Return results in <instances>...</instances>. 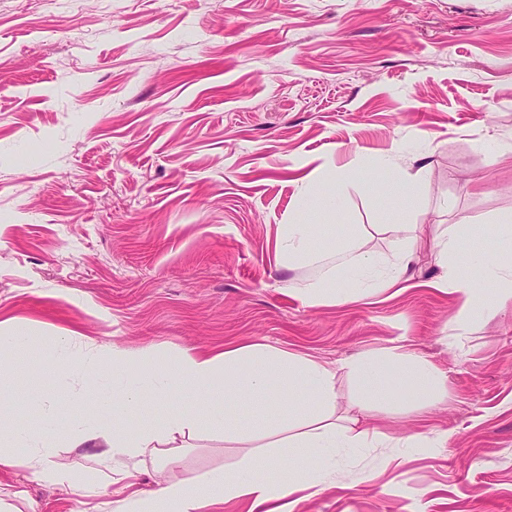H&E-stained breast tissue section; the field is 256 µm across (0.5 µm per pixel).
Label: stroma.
Here are the masks:
<instances>
[{"instance_id": "1", "label": "stroma", "mask_w": 512, "mask_h": 512, "mask_svg": "<svg viewBox=\"0 0 512 512\" xmlns=\"http://www.w3.org/2000/svg\"><path fill=\"white\" fill-rule=\"evenodd\" d=\"M0 79V322L32 350L0 372V429L55 442L84 486L0 465V512H114L126 483L193 482L245 454L203 408L170 461L97 479L105 441L75 446L43 422L77 391L43 360L69 334L102 356L70 431L108 426L116 348L169 362L262 341L333 366L404 337L447 375V399L370 407L363 424L389 446L337 449L295 512H512V309L461 329L457 295L426 285L448 227L512 212V0H0ZM336 169L313 247L354 225L386 258L388 225H423L415 286L316 307L293 296L323 268L279 267L277 228ZM406 171L401 218L384 189Z\"/></svg>"}]
</instances>
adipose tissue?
Instances as JSON below:
<instances>
[{
    "instance_id": "ef3b65f1",
    "label": "adipose tissue",
    "mask_w": 512,
    "mask_h": 512,
    "mask_svg": "<svg viewBox=\"0 0 512 512\" xmlns=\"http://www.w3.org/2000/svg\"><path fill=\"white\" fill-rule=\"evenodd\" d=\"M398 244L391 259H383L362 249L356 237L340 240L319 251L310 245L311 226L305 220L281 225L276 242L280 265L295 267L303 263H322L325 274L302 288L297 295L305 304L319 306L349 302L367 295H396L414 260L422 233L418 224L395 227ZM483 236L500 245L495 261L484 268V277L500 282L498 309L512 308V213L492 225L483 226ZM461 241L456 227H449L436 245L435 259L441 273L433 285L441 291L461 294L458 325L472 317L475 285L471 275L453 261ZM357 283L348 291L347 283ZM152 349L131 355L116 349L112 367L124 387L122 402L112 406V425L103 439L113 457L129 460L156 455L160 445L175 435L190 432L197 425L196 407L215 403L213 425L223 428L224 437L245 448L242 463L229 471L211 473L189 483L164 478L155 493L127 497L121 512H224L227 504L244 501L248 512H293L292 494L300 488L320 489L325 473L314 462L325 448H381L388 435L376 428H360L367 406L350 398L345 416H337V383L343 378L358 380L366 393L397 399V383H405L418 400L444 399L448 380L430 361L409 352L402 339L390 340L373 353L346 360L331 368L317 359L263 343H231L212 354L195 349L181 350L175 373L187 382L191 400L168 413L149 428L131 429L130 408L141 403L145 392L164 399L171 382L169 373L150 372L143 365L155 358ZM249 395L255 407L250 417L242 418L224 410L223 399L237 400ZM288 458V479L279 483L266 474L264 463ZM47 485L68 491L78 487V476L70 466L53 459L51 444L24 457Z\"/></svg>"
}]
</instances>
